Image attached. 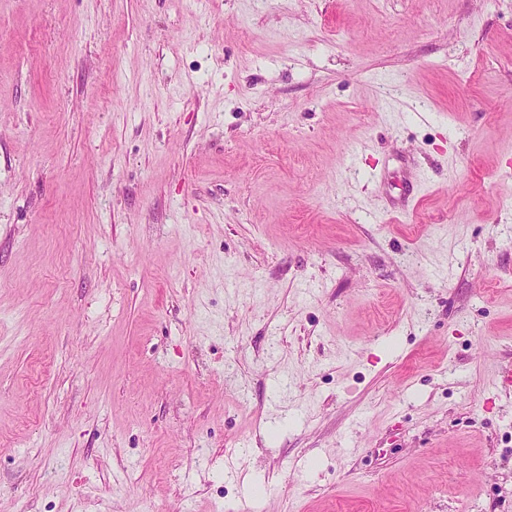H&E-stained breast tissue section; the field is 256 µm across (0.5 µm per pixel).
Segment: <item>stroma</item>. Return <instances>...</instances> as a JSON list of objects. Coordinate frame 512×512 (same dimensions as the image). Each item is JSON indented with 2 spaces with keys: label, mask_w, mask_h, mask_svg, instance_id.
<instances>
[{
  "label": "stroma",
  "mask_w": 512,
  "mask_h": 512,
  "mask_svg": "<svg viewBox=\"0 0 512 512\" xmlns=\"http://www.w3.org/2000/svg\"><path fill=\"white\" fill-rule=\"evenodd\" d=\"M509 366L512 0H0V512H512Z\"/></svg>",
  "instance_id": "stroma-1"
}]
</instances>
